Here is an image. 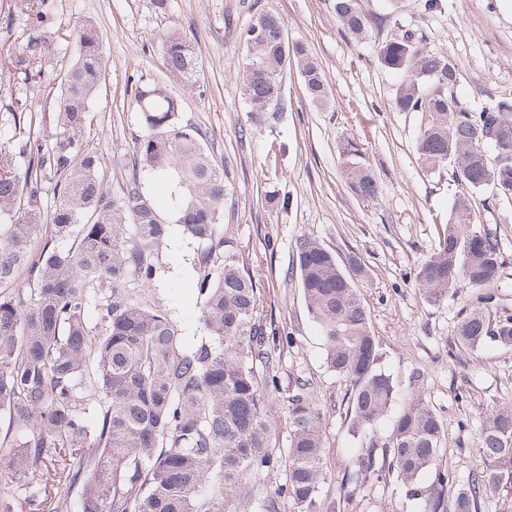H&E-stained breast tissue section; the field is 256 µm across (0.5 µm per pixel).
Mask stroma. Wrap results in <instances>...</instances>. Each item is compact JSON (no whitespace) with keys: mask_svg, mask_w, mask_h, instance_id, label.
Returning <instances> with one entry per match:
<instances>
[{"mask_svg":"<svg viewBox=\"0 0 512 512\" xmlns=\"http://www.w3.org/2000/svg\"><path fill=\"white\" fill-rule=\"evenodd\" d=\"M333 0H43L45 18L29 25L20 0H0V138L14 139V116L29 112L33 125L57 122L60 79L75 56L78 25L92 24L103 45L105 75L88 113L84 141L101 161L106 190L128 167L132 142L142 133L131 104V80L161 82L181 104L185 121L199 128L219 164L227 195L221 222L259 287L260 311L291 333L278 366L280 391L271 398V448L286 453V398L296 383L308 386L322 414L325 479L321 494L339 496L343 468L359 446L350 432L352 382L331 371L310 319L296 269L301 237L316 239L338 261L358 256L355 277L371 331L401 396L424 399L439 419L444 439L440 463L463 484L479 463L478 433L494 407L512 403V349L488 342L462 348V319L479 306L481 289L458 283L447 299L431 302L415 284L436 247L459 188L451 167L424 169L414 149L419 118L396 111V76L378 63L375 46L392 33L376 27L368 39L347 35ZM359 0L370 15L393 13L420 30L424 45L457 67L456 92L471 107L512 100V0ZM280 17L289 41L307 43L324 70L329 102L313 106L296 68L282 77L284 107L278 120L249 119L239 73L248 60L240 32L258 14ZM178 32L198 54L196 83L168 76L162 40ZM355 144L374 176L378 194L363 199L349 189L342 150ZM474 228L490 233L501 266L489 289L492 313L512 315V199L485 189L470 196ZM194 246L171 225L163 247L164 276L151 294L186 340L199 336L200 301L194 289ZM349 512H417L396 482L370 479Z\"/></svg>","mask_w":512,"mask_h":512,"instance_id":"1","label":"stroma"}]
</instances>
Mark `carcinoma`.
Segmentation results:
<instances>
[{
  "instance_id": "carcinoma-1",
  "label": "carcinoma",
  "mask_w": 512,
  "mask_h": 512,
  "mask_svg": "<svg viewBox=\"0 0 512 512\" xmlns=\"http://www.w3.org/2000/svg\"><path fill=\"white\" fill-rule=\"evenodd\" d=\"M334 11L352 37L368 35L373 19L357 0H334ZM389 22L394 32L377 44L376 56L399 76L394 107L421 114L414 147L422 167L453 161L461 187L443 236L416 276L419 292L435 302L461 281L490 283L500 268L497 241L470 229L468 202L489 185L512 199V175L500 173L503 155L512 168V101L470 108L455 94L448 57L420 48L419 30L388 14L379 18ZM283 39L281 19L264 13L240 33L251 54L241 81L254 124L278 119L282 73L291 64L311 103L327 100L325 75L305 43L285 50ZM162 49L171 77L195 80L200 59L189 43L170 33ZM103 71L102 45L84 25L60 82L54 130L19 146L0 140V512H236L237 503L277 512L278 498L294 512H348L371 477L399 482L421 512H479L512 480L511 404L488 413L478 438L480 470L456 485L439 464L441 423L423 399L410 400L385 442L369 440L347 462L344 493L329 501L320 491L321 413L302 382L287 397L285 480L273 496H252L253 481L279 466L269 399L279 391L276 354L291 336L259 313L255 282L220 224L225 168L163 86L136 82L132 106L143 132L133 142L132 168L115 192L103 189L99 159L83 139ZM21 156L28 158L24 166ZM343 158L351 190L374 198L375 179L357 161V149L345 147ZM157 181L195 245L201 336L190 345L147 293L164 274L167 224L149 192ZM46 183L58 194L44 221ZM296 262L327 366L353 382L352 435H365L396 399L367 312L351 275L318 241L300 239ZM98 296L105 303L92 323L86 311ZM492 303L493 294L483 295V307L462 320V347L491 340L512 348V316L492 317ZM12 483L28 494L16 495Z\"/></svg>"
}]
</instances>
